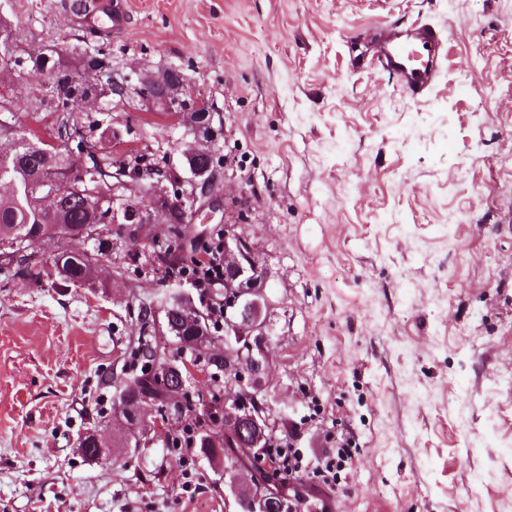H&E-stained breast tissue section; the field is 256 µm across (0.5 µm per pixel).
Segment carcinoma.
Wrapping results in <instances>:
<instances>
[{
	"label": "carcinoma",
	"instance_id": "obj_1",
	"mask_svg": "<svg viewBox=\"0 0 512 512\" xmlns=\"http://www.w3.org/2000/svg\"><path fill=\"white\" fill-rule=\"evenodd\" d=\"M1 66L11 67L19 77L48 67L53 70V81L49 94L34 99L31 105L32 125L12 133L9 148L0 147V183L9 188L8 194L0 195V262L13 266L17 275L39 278L43 271L31 263L28 250L42 237H55L60 252L53 267L60 280L72 285L88 283L93 279L97 258L87 243L100 236V224L112 209V196L101 195V189H112V164L101 166L89 152L86 164L79 167L66 150L46 142L36 126L54 113L52 131L59 142L84 138L82 129L93 127L97 121L87 119L79 124L74 103L98 81L109 88L106 98H112V54L99 49L69 58L60 54L49 58L44 52L18 50L12 26L0 18ZM51 179L66 180L79 190L62 196L53 208L44 209L35 202L34 192ZM161 305L169 334L179 344L180 352L191 353L204 340L213 339L206 322L194 328L185 325L184 317L195 310L181 292L164 293ZM150 315V308L143 307L139 336L128 355V372L113 388L121 400L147 393L161 406L167 388L149 371L150 365L162 357L158 347L148 340ZM105 447L107 443L95 434L80 441V452L89 460L101 458L100 449Z\"/></svg>",
	"mask_w": 512,
	"mask_h": 512
}]
</instances>
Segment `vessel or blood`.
<instances>
[{
    "label": "vessel or blood",
    "instance_id": "b4317fda",
    "mask_svg": "<svg viewBox=\"0 0 512 512\" xmlns=\"http://www.w3.org/2000/svg\"><path fill=\"white\" fill-rule=\"evenodd\" d=\"M83 21L91 28L106 23L112 31L125 26L126 14L112 0H92ZM369 40L375 63L395 76L405 91L421 96L432 87L440 45L433 28L422 27L413 33L382 29L370 34Z\"/></svg>",
    "mask_w": 512,
    "mask_h": 512
}]
</instances>
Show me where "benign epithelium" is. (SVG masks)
<instances>
[{
	"label": "benign epithelium",
	"instance_id": "obj_1",
	"mask_svg": "<svg viewBox=\"0 0 512 512\" xmlns=\"http://www.w3.org/2000/svg\"><path fill=\"white\" fill-rule=\"evenodd\" d=\"M114 92L122 104L141 102L145 105L174 112L190 100L187 75L177 68H165L159 74H139L137 83L127 84L115 79ZM218 106L208 100L196 99L194 106L178 114L187 123L195 141L182 156L214 152L215 114ZM117 181L112 184V201L120 202L119 210L112 211L114 223L167 224L169 215L164 202L169 197L167 176L154 169L141 167L137 158L125 157L116 165ZM180 177L182 197L192 206V214L200 211L198 203L204 199L214 211L242 216L247 201L241 196L219 197L216 193L219 173L215 170L184 168ZM152 200L145 208L141 201ZM267 282L258 266L254 247L246 233L230 222L224 225V340L238 338V344L224 349L225 371L231 375L229 385L235 388L224 401L212 404L199 419L204 433L224 430V447L245 451L243 464L232 468L235 476L231 493L240 507L250 506L253 512H275L277 505L288 498V484L275 462L266 455V448L277 442L285 430L267 408L264 376L267 360L264 345L268 333L266 321L270 306L266 294ZM249 352L243 359V352ZM224 427H219V423ZM247 472L245 485L237 483L238 474Z\"/></svg>",
	"mask_w": 512,
	"mask_h": 512
}]
</instances>
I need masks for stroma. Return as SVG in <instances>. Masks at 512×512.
<instances>
[{"label": "stroma", "instance_id": "35a3bbf8", "mask_svg": "<svg viewBox=\"0 0 512 512\" xmlns=\"http://www.w3.org/2000/svg\"><path fill=\"white\" fill-rule=\"evenodd\" d=\"M74 3L0 0V16L28 50L104 42L118 72L182 69L220 109L219 189L251 198L269 405L304 496L337 512H512V0H125L113 34L79 25ZM421 26L442 43L415 97L354 35ZM99 106V154L177 158L192 140L175 114ZM223 226L200 213L173 250L170 225H102L92 285L0 265V512H235L223 459L172 445L195 411L147 410L133 441L112 388L142 305L176 352L158 256L189 259ZM90 433L111 460L81 456ZM342 440L330 491L317 469Z\"/></svg>", "mask_w": 512, "mask_h": 512}]
</instances>
